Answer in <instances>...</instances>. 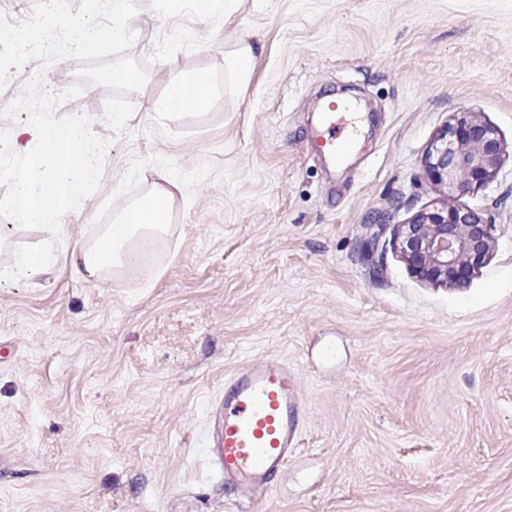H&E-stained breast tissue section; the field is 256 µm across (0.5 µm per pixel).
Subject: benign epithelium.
Here are the masks:
<instances>
[{
  "label": "benign epithelium",
  "mask_w": 512,
  "mask_h": 512,
  "mask_svg": "<svg viewBox=\"0 0 512 512\" xmlns=\"http://www.w3.org/2000/svg\"><path fill=\"white\" fill-rule=\"evenodd\" d=\"M504 152L494 125L474 112H456L433 139L424 173L449 196L462 197L495 179ZM394 247L419 281L460 287L493 253V224L471 209L446 206L396 225Z\"/></svg>",
  "instance_id": "1"
}]
</instances>
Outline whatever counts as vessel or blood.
<instances>
[{"label": "vessel or blood", "instance_id": "1", "mask_svg": "<svg viewBox=\"0 0 512 512\" xmlns=\"http://www.w3.org/2000/svg\"><path fill=\"white\" fill-rule=\"evenodd\" d=\"M337 110L328 105L315 141L334 158L350 147ZM306 421L299 374L288 361L266 356L225 375L209 403L204 440L208 468L231 502L253 501L273 486L299 449Z\"/></svg>", "mask_w": 512, "mask_h": 512}]
</instances>
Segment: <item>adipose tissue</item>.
<instances>
[{"label":"adipose tissue","instance_id":"adipose-tissue-1","mask_svg":"<svg viewBox=\"0 0 512 512\" xmlns=\"http://www.w3.org/2000/svg\"><path fill=\"white\" fill-rule=\"evenodd\" d=\"M261 50L252 34L238 37L224 55L230 83H248L252 63ZM210 90V83L197 73H186L170 84L159 107L170 114L201 107L207 103ZM13 140L19 160L13 197L15 213L23 223L56 228L97 180L98 148L82 122L60 124L42 115L17 130ZM150 195L155 208L139 204L128 207L116 222L105 227L95 249L79 248L74 256L76 266L86 275H96L105 267L123 265L127 249L137 238L155 240L167 235L169 227L160 221L158 210L170 206L171 198L158 187Z\"/></svg>","mask_w":512,"mask_h":512}]
</instances>
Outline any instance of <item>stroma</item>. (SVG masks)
I'll list each match as a JSON object with an SVG mask.
<instances>
[{"label": "stroma", "instance_id": "35a3bbf8", "mask_svg": "<svg viewBox=\"0 0 512 512\" xmlns=\"http://www.w3.org/2000/svg\"><path fill=\"white\" fill-rule=\"evenodd\" d=\"M134 2L136 40L111 62L142 84L85 81L58 109L110 142L98 190L49 230L17 220L0 168V512H512V0H240L227 19ZM244 32L263 51L233 86L224 53ZM38 71L71 85L65 60L30 61L0 109ZM186 71L210 75L208 104L159 116ZM328 94L363 109L337 164L310 148ZM456 112L505 143L494 181L457 200L496 248L435 288L393 236L446 206L423 159ZM154 187L169 234L134 270L77 273L74 246ZM29 249L47 255L32 277L13 266ZM266 355L298 371L307 428L237 507L203 428L225 374Z\"/></svg>", "mask_w": 512, "mask_h": 512}]
</instances>
